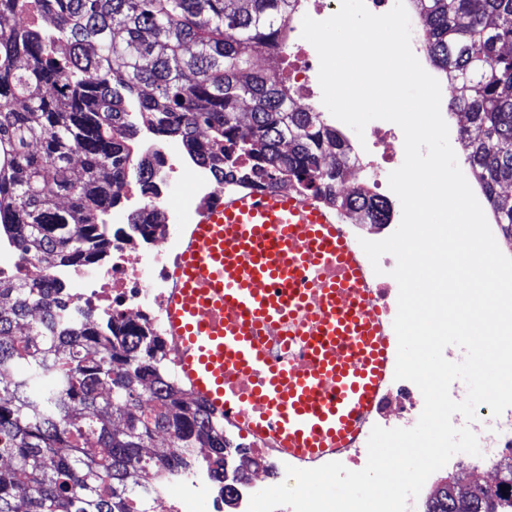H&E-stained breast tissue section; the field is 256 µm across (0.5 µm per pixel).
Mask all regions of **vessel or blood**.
<instances>
[{
    "label": "vessel or blood",
    "instance_id": "1",
    "mask_svg": "<svg viewBox=\"0 0 512 512\" xmlns=\"http://www.w3.org/2000/svg\"><path fill=\"white\" fill-rule=\"evenodd\" d=\"M181 248L167 330L211 412L288 458L358 447L398 342L335 216L276 190L228 196Z\"/></svg>",
    "mask_w": 512,
    "mask_h": 512
}]
</instances>
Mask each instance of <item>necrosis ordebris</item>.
<instances>
[{
	"label": "necrosis or debris",
	"instance_id": "necrosis-or-debris-1",
	"mask_svg": "<svg viewBox=\"0 0 512 512\" xmlns=\"http://www.w3.org/2000/svg\"><path fill=\"white\" fill-rule=\"evenodd\" d=\"M338 9V0H298L293 19L279 38L281 53L293 57L294 63L286 70L275 67L274 72L279 82L287 85L296 106L319 112L322 121L336 129L344 142L345 166L364 176L368 194L389 199L393 192L388 177L405 156L402 130L382 120L366 127L359 136L334 118L322 103L318 53L301 36L304 17L321 21ZM150 154L158 164L155 193L138 192L127 184L121 187L125 202L112 209V238L93 261L42 264L4 242L0 244V279L37 277L62 285L71 310L88 308L94 312L96 331L104 333L115 325L143 330L153 355L165 367L169 383L191 400L195 393L180 374L166 334V299L178 263L181 230L200 210L212 207L224 196L248 192L249 187L232 179H216L208 168L189 164L169 143L153 144ZM137 212L147 216V223H132ZM335 214L351 241H380L399 226L402 206L394 204L388 223L373 233L365 229L363 212L339 208ZM422 409L423 397L417 386L392 379L373 422L385 428H410ZM472 428L482 451L476 466L493 469L512 459V407L498 417L492 416L489 407H482ZM222 430L227 442H242L248 450L240 475L231 482V493L216 485L205 466L191 463L173 469L163 485L150 489L145 498L149 512H248L253 478L271 481L284 476L286 459L281 454L240 427L226 424Z\"/></svg>",
	"mask_w": 512,
	"mask_h": 512
}]
</instances>
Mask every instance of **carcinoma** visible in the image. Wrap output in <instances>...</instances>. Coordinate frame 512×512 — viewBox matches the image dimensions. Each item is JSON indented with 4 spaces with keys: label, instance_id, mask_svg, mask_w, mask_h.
<instances>
[{
    "label": "carcinoma",
    "instance_id": "cac0c4a2",
    "mask_svg": "<svg viewBox=\"0 0 512 512\" xmlns=\"http://www.w3.org/2000/svg\"><path fill=\"white\" fill-rule=\"evenodd\" d=\"M295 0H0V238L23 255L76 262L105 243L116 189L154 166L134 158L140 128L178 138L220 179L258 188L295 182L385 224L390 205L359 190L338 198L343 144L318 113L295 108L288 88L258 71L253 54L286 27ZM430 61L455 86L468 127L460 143L496 223L512 239V0H412ZM250 103L242 126L241 104ZM0 512H144L142 474L187 464L206 448L226 479L227 444L215 417L188 404L139 358L133 327L106 336L80 324L59 288L0 282ZM103 351V357L92 355ZM154 401L138 409L141 398ZM175 451L151 460L152 435ZM500 483L466 494L452 481L426 512H495Z\"/></svg>",
    "mask_w": 512,
    "mask_h": 512
}]
</instances>
